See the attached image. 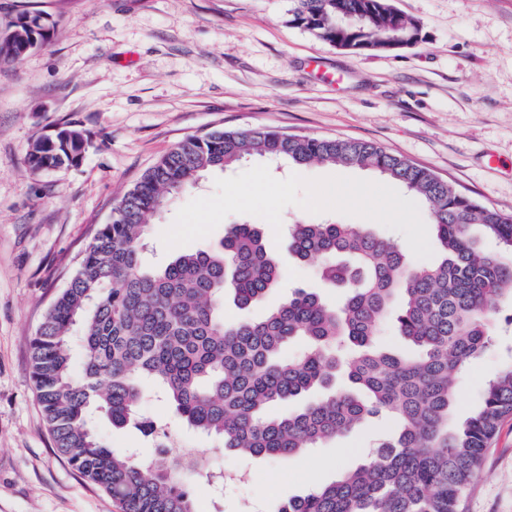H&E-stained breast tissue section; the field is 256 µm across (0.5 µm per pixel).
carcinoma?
Instances as JSON below:
<instances>
[{"mask_svg":"<svg viewBox=\"0 0 512 512\" xmlns=\"http://www.w3.org/2000/svg\"><path fill=\"white\" fill-rule=\"evenodd\" d=\"M291 2L290 22L333 45L349 32L347 14L374 51L393 34L389 0ZM55 26L42 13L0 17V63L45 44ZM88 140L85 130L61 127L31 142L26 163L34 171L73 165ZM251 157L379 173L423 203L441 256L414 264L404 247L362 225L292 224L288 252L301 262L320 258L319 277L346 289L343 302L331 306L298 289L260 320L224 323V293L252 306L279 284V263L254 225L231 224L218 243L180 252L160 269L145 264L143 252L150 219L175 195L203 173ZM503 251L512 253L511 215L374 144L263 129L188 136L112 208L32 338L33 382L56 450L121 512H198L189 482L210 473L170 453L166 429L140 412L146 387L224 448L268 459L301 455L387 415L397 431L365 464L272 512H462L499 423L512 416L509 365L488 377L469 418L449 423L459 377L490 348L494 316L512 307V261H503ZM390 318L419 357L377 343ZM298 338L306 349L290 357L288 344ZM315 390L323 398L266 414ZM99 419L152 441L151 459L106 442Z\"/></svg>","mask_w":512,"mask_h":512,"instance_id":"cac0c4a2","label":"carcinoma"}]
</instances>
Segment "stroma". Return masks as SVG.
<instances>
[{
    "instance_id": "35a3bbf8",
    "label": "stroma",
    "mask_w": 512,
    "mask_h": 512,
    "mask_svg": "<svg viewBox=\"0 0 512 512\" xmlns=\"http://www.w3.org/2000/svg\"><path fill=\"white\" fill-rule=\"evenodd\" d=\"M391 3L421 25L422 42L340 49L292 25L290 0H0V16L23 5L56 21L47 44L0 64V512H119L57 452L36 401L29 340L115 202L184 137L259 128L370 142L512 215V0ZM64 123L90 133L86 152L74 165L32 171L29 144ZM215 180L207 174L152 219L148 265L171 260L161 233L189 201L213 195ZM226 221L258 225L283 276L263 305L225 299V321L259 318L298 287L341 301L340 289L317 280L316 261L276 244L266 220L236 213ZM493 334L494 348L458 383L455 419L512 361V327ZM172 428L230 476L218 497L205 480L191 481L199 512H270L358 467L393 424L373 420L275 462ZM243 472L251 481L240 480ZM463 512H512V416L501 421Z\"/></svg>"
}]
</instances>
